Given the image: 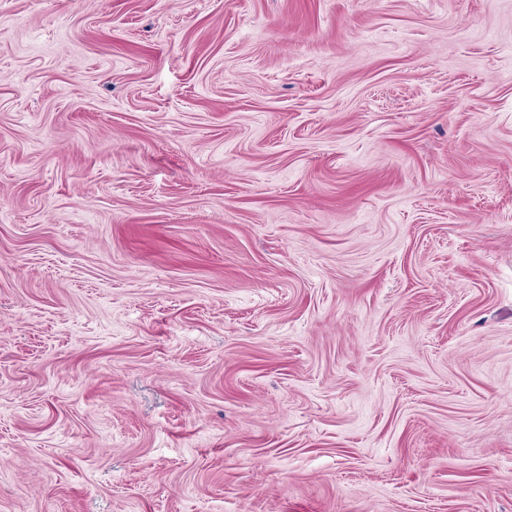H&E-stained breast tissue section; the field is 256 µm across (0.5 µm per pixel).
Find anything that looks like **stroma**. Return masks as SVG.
<instances>
[{
  "label": "stroma",
  "instance_id": "stroma-1",
  "mask_svg": "<svg viewBox=\"0 0 512 512\" xmlns=\"http://www.w3.org/2000/svg\"><path fill=\"white\" fill-rule=\"evenodd\" d=\"M0 512H512V0H0Z\"/></svg>",
  "mask_w": 512,
  "mask_h": 512
}]
</instances>
